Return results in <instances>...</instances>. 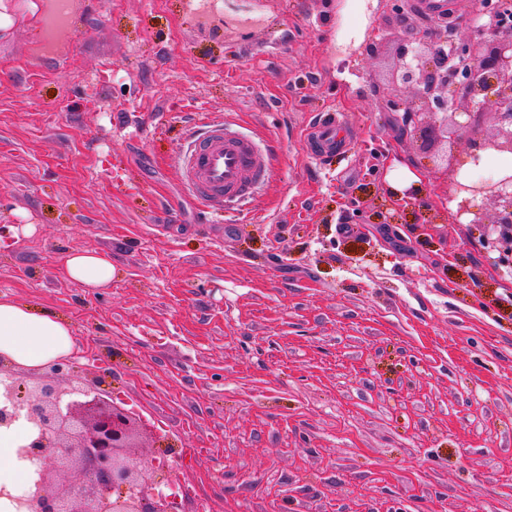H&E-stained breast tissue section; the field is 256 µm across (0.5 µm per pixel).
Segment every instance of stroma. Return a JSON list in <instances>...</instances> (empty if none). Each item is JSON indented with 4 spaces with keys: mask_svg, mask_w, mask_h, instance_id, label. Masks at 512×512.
<instances>
[{
    "mask_svg": "<svg viewBox=\"0 0 512 512\" xmlns=\"http://www.w3.org/2000/svg\"><path fill=\"white\" fill-rule=\"evenodd\" d=\"M70 0L48 51L0 0V296L70 321L214 512H512V273L387 101L413 0ZM333 109L328 166L303 140ZM270 142L234 224L173 165L199 113ZM421 189L386 191L389 161ZM33 225L32 234L19 226ZM111 256V287L64 278ZM62 274L86 288H106L112 283L115 268L104 253L82 251L67 254L61 262Z\"/></svg>",
    "mask_w": 512,
    "mask_h": 512,
    "instance_id": "stroma-1",
    "label": "stroma"
}]
</instances>
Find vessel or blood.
Segmentation results:
<instances>
[{
  "label": "vessel or blood",
  "mask_w": 512,
  "mask_h": 512,
  "mask_svg": "<svg viewBox=\"0 0 512 512\" xmlns=\"http://www.w3.org/2000/svg\"><path fill=\"white\" fill-rule=\"evenodd\" d=\"M348 138L335 115L322 116L309 132L306 146L315 159L332 154ZM271 145L233 129L224 121L204 117L190 128L186 149L179 151L176 168L201 211L222 214L230 206H245L275 177Z\"/></svg>",
  "instance_id": "vessel-or-blood-1"
}]
</instances>
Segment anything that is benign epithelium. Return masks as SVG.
Instances as JSON below:
<instances>
[{
    "label": "benign epithelium",
    "mask_w": 512,
    "mask_h": 512,
    "mask_svg": "<svg viewBox=\"0 0 512 512\" xmlns=\"http://www.w3.org/2000/svg\"><path fill=\"white\" fill-rule=\"evenodd\" d=\"M474 32L467 40L445 26L411 32L396 48L388 86L393 110L404 112L426 147L441 151L456 220L484 225L485 243L511 269L512 172L459 179L488 149L512 154V33L502 30L498 10L480 14ZM454 128L473 133L461 150L451 140ZM71 370V361L59 360L27 381L0 364V427L23 418L37 431L20 451L38 474L17 498L21 512H175L176 486L145 478L167 462L135 452L147 424L124 402L72 380Z\"/></svg>",
    "instance_id": "obj_1"
}]
</instances>
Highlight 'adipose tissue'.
<instances>
[{"mask_svg":"<svg viewBox=\"0 0 512 512\" xmlns=\"http://www.w3.org/2000/svg\"><path fill=\"white\" fill-rule=\"evenodd\" d=\"M63 275L85 287H108L115 273L110 256L82 251L67 254ZM78 345L69 323L45 311L0 298V359L24 367H43L73 357ZM32 433L26 422L0 428V512H18L15 498L32 484L30 462L22 460L19 447Z\"/></svg>","mask_w":512,"mask_h":512,"instance_id":"ef3b65f1","label":"adipose tissue"}]
</instances>
